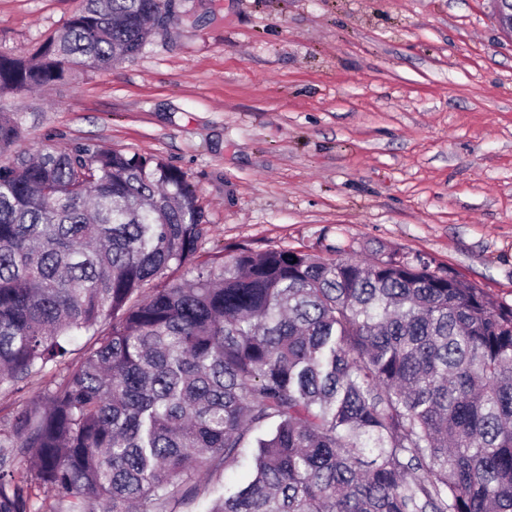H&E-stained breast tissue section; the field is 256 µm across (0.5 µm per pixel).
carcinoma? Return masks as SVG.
I'll return each mask as SVG.
<instances>
[{
  "label": "carcinoma",
  "mask_w": 512,
  "mask_h": 512,
  "mask_svg": "<svg viewBox=\"0 0 512 512\" xmlns=\"http://www.w3.org/2000/svg\"><path fill=\"white\" fill-rule=\"evenodd\" d=\"M166 6L82 0L0 98L136 57ZM22 141L0 106V390L47 378L0 425V512H36L19 459L60 512H182L246 448L208 512H512V306L422 257L204 258L180 169Z\"/></svg>",
  "instance_id": "cac0c4a2"
}]
</instances>
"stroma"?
Instances as JSON below:
<instances>
[{
  "label": "stroma",
  "instance_id": "stroma-1",
  "mask_svg": "<svg viewBox=\"0 0 512 512\" xmlns=\"http://www.w3.org/2000/svg\"><path fill=\"white\" fill-rule=\"evenodd\" d=\"M80 0H0L27 55ZM490 0H174L135 59L16 92L25 146L185 172L206 251L421 256L512 305V39Z\"/></svg>",
  "mask_w": 512,
  "mask_h": 512
}]
</instances>
